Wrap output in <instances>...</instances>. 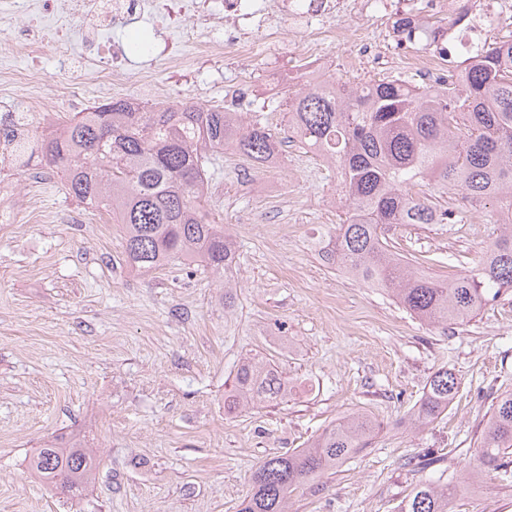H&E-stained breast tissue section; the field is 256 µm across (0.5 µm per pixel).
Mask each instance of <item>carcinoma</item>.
Masks as SVG:
<instances>
[{
  "instance_id": "obj_1",
  "label": "carcinoma",
  "mask_w": 512,
  "mask_h": 512,
  "mask_svg": "<svg viewBox=\"0 0 512 512\" xmlns=\"http://www.w3.org/2000/svg\"><path fill=\"white\" fill-rule=\"evenodd\" d=\"M449 80L417 87L397 78L288 92L289 125L301 141L340 170L342 223L320 233L328 266L369 288L389 292L410 316L448 327L472 319L512 289V35L483 44ZM231 149L257 165L274 155L268 129L238 112L193 103L167 107L112 101L55 124L41 143L47 165L63 171L68 194L112 213L122 225L127 265L139 272L179 259L214 274L236 261L234 240L205 207L208 165ZM491 206L499 233L480 267L453 277L421 270L394 252L387 232L414 224H446L441 191ZM458 389L446 368L430 377L416 404L414 424L427 425L447 410ZM288 398V380L271 363L246 357L224 412ZM363 413L347 415L304 448L259 461L239 512H288L301 485L336 468L374 435ZM512 453V392L499 395L486 424L479 462L508 470ZM30 472L61 485L73 498L95 479L92 451L76 436L41 448ZM450 484L420 479L397 512H448Z\"/></svg>"
}]
</instances>
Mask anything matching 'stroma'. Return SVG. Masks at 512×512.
I'll list each match as a JSON object with an SVG mask.
<instances>
[{"label":"stroma","mask_w":512,"mask_h":512,"mask_svg":"<svg viewBox=\"0 0 512 512\" xmlns=\"http://www.w3.org/2000/svg\"><path fill=\"white\" fill-rule=\"evenodd\" d=\"M394 18L352 19L390 67L348 70V48L324 43L330 78H402L417 83ZM256 33L245 61L195 63L175 74L131 53L124 97L147 104L134 68L152 67L172 100L220 104L247 75L242 114L279 138L276 160L255 167L225 152L210 176L208 203L240 254L221 280L172 261L148 275L124 259L111 216L69 196L48 170L42 182L10 172L16 213L0 224V512H238L263 458L304 447L344 416L369 415L368 445L296 490L290 512H396L419 478L456 485L449 512H512V471L484 472L476 456L497 397L512 391V291L475 318L435 328L411 317L381 289L320 261L318 231L340 223L336 169L307 148L283 144L288 83L305 45L271 60ZM459 189L440 202L458 224H420L394 237L396 252L427 257L445 276L479 268L496 235L489 209L465 205ZM234 299L225 305V282ZM275 361L292 385L286 402L234 415L224 392L244 356ZM459 385L447 412L411 424L428 378L439 368ZM85 433L100 455L82 498L33 478L24 460L46 442ZM432 452L423 472L410 461Z\"/></svg>","instance_id":"35a3bbf8"}]
</instances>
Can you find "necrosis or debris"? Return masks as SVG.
Returning a JSON list of instances; mask_svg holds the SVG:
<instances>
[{"mask_svg":"<svg viewBox=\"0 0 512 512\" xmlns=\"http://www.w3.org/2000/svg\"><path fill=\"white\" fill-rule=\"evenodd\" d=\"M365 0H265L262 9L252 7V0H224L221 10H214L211 0H31L29 23L8 39L9 56H23L30 64L18 71L0 69V95L9 97L0 113V165L11 168L27 165V154L16 151V138L38 127L43 119L45 100L42 94L43 73L37 58L44 44H51L56 66L65 76L70 90H78L86 80L83 59L103 60L96 82L103 97L121 96L119 75L125 62L121 45L107 43L105 35L112 27L141 16L153 15L161 27L177 24L184 40L197 58L210 60L227 55L249 57L256 32L287 24L294 32L326 31L351 42L347 57L349 69H359L372 49L357 39L354 31L343 25L344 17L366 9ZM502 0H479L478 5L454 14L450 0H424L421 13L413 23L427 27L436 19L451 15L456 24L452 31L436 32L426 50L407 60L408 66L429 86L446 78L444 61L449 52L476 55L491 31L493 18ZM78 27L84 48L76 57L69 38L71 27ZM27 88L24 98L11 99L14 84Z\"/></svg>","mask_w":512,"mask_h":512,"instance_id":"necrosis-or-debris-1","label":"necrosis or debris"}]
</instances>
